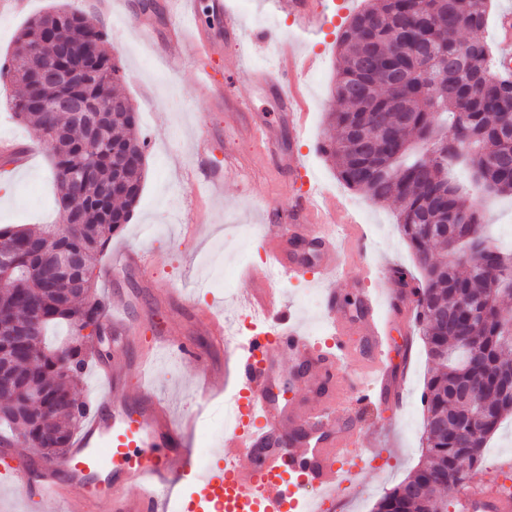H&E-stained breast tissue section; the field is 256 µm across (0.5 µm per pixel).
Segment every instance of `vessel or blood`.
<instances>
[{"label": "vessel or blood", "instance_id": "obj_1", "mask_svg": "<svg viewBox=\"0 0 512 512\" xmlns=\"http://www.w3.org/2000/svg\"><path fill=\"white\" fill-rule=\"evenodd\" d=\"M218 27L194 25L185 30L171 24L168 38L189 43L193 50L209 57L222 55L224 39L237 35L241 19L225 10L224 0H212ZM288 13L300 30L318 27L325 19L321 0H288ZM314 58L296 53L280 58L269 70L254 71V81L273 94L279 120L250 116L251 106L240 98L232 81L216 83L210 72H201L199 81L210 90L216 104H228L235 111L248 113L244 131L257 140L271 161H279L284 127L301 128L304 113L298 112L288 87L299 72L310 69ZM247 157L226 156L223 167L199 165L194 183L210 194L224 191L227 170L247 171ZM321 208L310 196L293 201L275 226L268 248L270 264L252 270L253 279L263 286L244 293L243 300L267 324L264 334L253 336L234 373L239 392L249 399L246 420L224 434V460L218 469L203 477L195 503L189 512H290L298 501L294 490L309 487L314 491L308 512H330L339 493L348 488L350 474L339 459L347 446L358 439L362 428L353 424L337 433L334 401L318 400L316 407L281 406L272 390L279 372L290 370L311 379L317 389L335 383L340 393L355 404L372 396L400 397L394 389L392 371L377 346L379 330L374 319L376 307L394 313L402 294L394 288H377L362 293L363 331L369 337L370 351L355 359L349 372H342V359L350 357L347 321L343 304L333 283L343 269L336 247V228L323 223ZM317 250L314 266L326 285L325 305L332 320L331 348L322 350L298 325L294 313L266 282L271 271L291 275L304 268V249ZM149 257L144 250L122 248L112 255V266L122 271L146 274ZM124 294L110 299L108 326L114 339L127 342L137 329L127 311ZM172 352L194 367L200 399L213 393L215 369L206 353L181 336L161 334L152 337L136 364L116 350L103 367L108 392L88 414L84 428L72 448L59 460H44L16 478L31 498L42 503L62 505L65 512H93L99 501H106L109 512H170L171 494L196 465L190 450L194 425L191 418L173 416L153 388L141 386L129 392L132 369H145L157 350ZM460 512H512V497L501 494L496 482L474 477L459 498Z\"/></svg>", "mask_w": 512, "mask_h": 512}]
</instances>
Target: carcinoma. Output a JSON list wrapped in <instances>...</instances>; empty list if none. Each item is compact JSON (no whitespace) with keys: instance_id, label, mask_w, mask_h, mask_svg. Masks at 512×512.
I'll return each instance as SVG.
<instances>
[{"instance_id":"carcinoma-1","label":"carcinoma","mask_w":512,"mask_h":512,"mask_svg":"<svg viewBox=\"0 0 512 512\" xmlns=\"http://www.w3.org/2000/svg\"><path fill=\"white\" fill-rule=\"evenodd\" d=\"M489 0H372L352 13L336 38L339 64L334 90L340 108L329 124L338 137L320 151L334 161L339 179L373 203L395 202L396 224L412 249L418 274L395 269L413 289L415 321L433 364L425 384V453L415 472L385 493L374 512H437L440 492L476 472L484 448L512 412L505 372L512 368V343L502 320L512 313V252L484 236V215L446 175L456 162L470 163L489 195L512 196V72L495 64L493 46L461 31L477 33L489 23ZM105 32L82 13L54 8L21 29L11 63L0 79L21 85L11 102L14 115L30 124L52 153L56 207L63 224L36 229L1 224L0 243L12 247L13 272L0 276V333L39 320L38 338L0 344V369L12 385L0 387V425L16 443L43 457H62L85 418L76 397L90 355L87 343L105 330L97 294L101 256L133 217L145 177L144 142L137 112L122 89L116 56L104 48ZM96 45L90 59L95 78L73 93L95 99L106 111L100 137L86 139L72 115L55 112L54 88L41 80L29 50L40 45L39 63H67L61 45ZM452 131L444 139L440 127ZM363 139L361 147L353 144ZM95 174L73 182L68 173L87 159ZM454 254L451 263L434 250ZM484 251L488 267L507 272L493 292L470 256ZM65 251L81 258L53 288L43 275ZM66 323L68 342L47 345L51 326ZM469 385L484 421L469 429L468 408L454 391Z\"/></svg>"}]
</instances>
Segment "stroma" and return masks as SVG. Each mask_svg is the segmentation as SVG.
I'll list each match as a JSON object with an SVG mask.
<instances>
[{"instance_id":"35a3bbf8","label":"stroma","mask_w":512,"mask_h":512,"mask_svg":"<svg viewBox=\"0 0 512 512\" xmlns=\"http://www.w3.org/2000/svg\"><path fill=\"white\" fill-rule=\"evenodd\" d=\"M237 10L246 31L264 27L273 38L294 41L299 51L317 57L315 67L302 76L301 94L307 106L306 130L285 133L287 150L299 155V175L275 170L263 149L227 124L223 112L214 110L197 87L202 70L217 79L233 78L242 97L264 116H275V100L250 83L246 75L276 64L269 48L251 47L249 39L225 47L223 57L195 58L182 54L179 45L166 39L169 18L167 0H22L16 10L0 13V63L9 60L15 39L32 17L64 5L103 25L109 34L107 48L123 69L122 86L132 100L138 131L147 140L146 175L134 217L115 235L100 261L99 293L108 297L120 291L136 298L133 315L140 326L135 344L126 354L136 359L138 350L156 333L191 337L196 347L208 350L204 325L206 314L228 317L239 313L235 298L250 289L243 277L249 258H260L269 209L284 210L310 187H319L325 200L336 205L337 245L348 264L346 274L334 287L355 309L360 292L375 288V281L359 276L362 265L374 262L382 272L413 263V252L395 222L393 203L364 202L366 219L375 224L370 248L358 251L351 228L349 203L358 194L339 189L338 177L317 146L327 130V114L338 107L332 79L338 65L336 33L346 17L364 6L365 0H327L328 22L322 30L295 35L288 15V0L272 7L270 0H224ZM15 86L0 80V139L27 152L25 165L0 161L5 187L0 190L1 224H58L62 218L54 205V175L50 157L34 128L12 117L8 101ZM212 143L209 161L223 164L229 154L249 156L253 169L232 174L224 193L208 198L195 190L189 172L197 157L193 143L200 130ZM147 250L151 272L166 281L174 303H154L138 277L115 274L112 253L123 247ZM387 356L393 370H405L403 403L381 399L371 402L362 414L366 423L379 424V432L354 446L361 455L351 468L352 484L332 512H372L376 501L411 475L422 455L424 406L421 395L430 368L424 345L413 319L396 315L386 338ZM195 370L170 355H160L144 379L168 402L174 414L188 407L195 389ZM489 479L512 480V418L506 419L489 442L481 468Z\"/></svg>"}]
</instances>
